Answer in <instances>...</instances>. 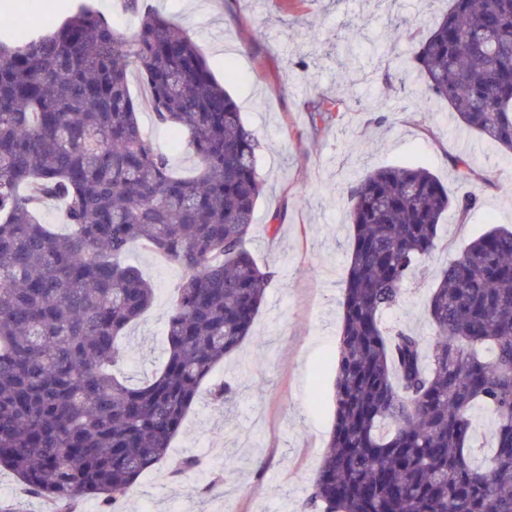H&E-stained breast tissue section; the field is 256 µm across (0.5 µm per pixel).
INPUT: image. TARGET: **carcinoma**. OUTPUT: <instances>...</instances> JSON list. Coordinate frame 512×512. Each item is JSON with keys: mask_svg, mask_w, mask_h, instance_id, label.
Listing matches in <instances>:
<instances>
[{"mask_svg": "<svg viewBox=\"0 0 512 512\" xmlns=\"http://www.w3.org/2000/svg\"><path fill=\"white\" fill-rule=\"evenodd\" d=\"M120 32L81 7L53 32L0 40V470L49 512L79 497L118 512L162 463L224 357L252 337L271 273L247 249L264 190L260 137L195 42L139 0ZM395 65L448 103L458 123L512 153V0H450ZM146 98L130 91V78ZM186 140L191 178L143 131L139 113ZM335 102L312 104V123ZM458 181L494 183L462 155ZM351 244L336 358L335 420L309 502L319 512H512V230L494 227L441 270L434 331L386 330L419 259L439 248L448 210L468 222L474 192L451 196L423 167L352 182ZM61 203L67 235L42 223ZM147 245L184 275L166 322L165 361L138 384L120 375L125 330L154 288L125 261ZM235 390L209 388L222 406ZM496 416L484 465L471 411Z\"/></svg>", "mask_w": 512, "mask_h": 512, "instance_id": "cac0c4a2", "label": "carcinoma"}]
</instances>
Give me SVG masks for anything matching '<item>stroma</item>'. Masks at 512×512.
Here are the masks:
<instances>
[{"label": "stroma", "mask_w": 512, "mask_h": 512, "mask_svg": "<svg viewBox=\"0 0 512 512\" xmlns=\"http://www.w3.org/2000/svg\"><path fill=\"white\" fill-rule=\"evenodd\" d=\"M86 2L129 32L138 19L123 0H0L15 30L52 31ZM200 48L262 137L258 165L266 180L247 247L273 273L252 339L212 372L229 382L227 406L201 394L174 438L171 460L197 458L199 470L173 476L169 463L145 471L122 512H303L334 423L336 348L347 273L351 180L390 166H423L454 195L463 193L448 162L460 129L445 101L413 113L399 84H385L382 63L405 55L408 36L427 34L448 0H142ZM337 99L328 125L313 126L308 109L320 96ZM386 104L387 121L363 111L367 98ZM473 165L495 175L481 188L471 223L447 214L443 247L423 258L391 326L431 336L426 307L436 277L475 237L512 226V156L475 137ZM281 214L276 232L267 226ZM131 260L155 298L127 332L123 369L141 380L165 357L166 320L181 268L135 245ZM224 481L210 495L201 487Z\"/></svg>", "instance_id": "stroma-1"}]
</instances>
